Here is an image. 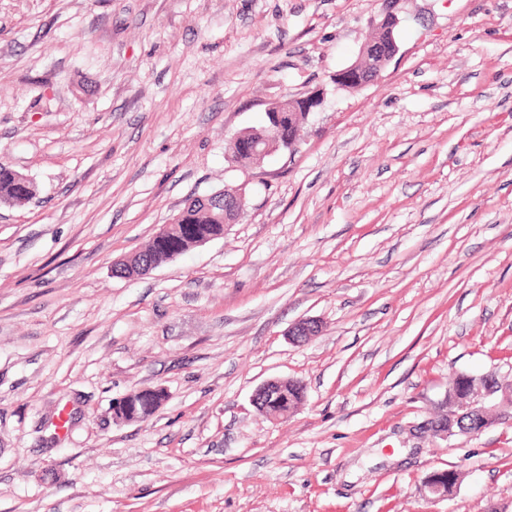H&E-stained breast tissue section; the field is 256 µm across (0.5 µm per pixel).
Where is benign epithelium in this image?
Wrapping results in <instances>:
<instances>
[{"label":"benign epithelium","instance_id":"7a95c632","mask_svg":"<svg viewBox=\"0 0 512 512\" xmlns=\"http://www.w3.org/2000/svg\"><path fill=\"white\" fill-rule=\"evenodd\" d=\"M397 0H384L382 18L377 28L388 31L389 38L385 43H366L359 52V58L336 74V84L343 88H355L365 86L372 81L386 68L399 51L396 39L397 29L401 20L395 11ZM318 99H294L288 98L272 104L266 109L265 117L267 123L273 125L284 124L288 126V136L275 144L269 141L265 135V127H252L249 129L250 136L246 137L243 132L236 133L228 142L227 158L233 161L238 152H244L251 156L260 166L264 160L272 154L284 148L290 152L300 139L302 123L307 112L316 107ZM200 201L210 207H224V224H234L240 218L241 209L244 208V194L238 187L226 186L223 189L203 196H195L191 201ZM126 269L127 277L146 275L156 269L154 265L137 263V253L133 252L115 262L114 267ZM321 332L320 323L313 318H302L288 327L285 335L294 344H304ZM464 380L463 388L459 392L457 410L446 420L435 421L426 424L425 429H434L437 437L443 441H449L456 435L475 436L489 428L488 424L476 426L474 429L465 425L464 419H471L476 415L487 417L490 412L495 413L494 423H502L512 419V413L504 410V404L497 403L494 392L487 388L484 392H474L475 381L473 376L462 375ZM288 384L286 379H271L260 384L252 394V404L259 407L277 386ZM442 473L432 474L426 477L424 489L429 495L436 499L448 497V489L441 482Z\"/></svg>","mask_w":512,"mask_h":512}]
</instances>
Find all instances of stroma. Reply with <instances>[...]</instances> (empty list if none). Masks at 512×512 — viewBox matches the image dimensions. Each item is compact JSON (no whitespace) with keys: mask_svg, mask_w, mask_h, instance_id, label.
I'll list each match as a JSON object with an SVG mask.
<instances>
[{"mask_svg":"<svg viewBox=\"0 0 512 512\" xmlns=\"http://www.w3.org/2000/svg\"><path fill=\"white\" fill-rule=\"evenodd\" d=\"M382 9L0 0V160L39 188L0 206V512H512V423L417 431L455 374L512 385V0H399L396 57L337 88ZM316 94L297 151L231 167ZM240 184L223 238L115 276ZM274 378L305 388L277 424L251 403ZM319 99H294L288 98L283 101L272 104L266 109L265 117L267 124L273 125L284 124L288 125V136L281 139V135L277 131H267L268 137L273 140L281 139L280 143L275 144L269 141L265 135V127L259 128L251 127L248 129L251 137H245L243 131L236 133L228 142L227 158L233 164V159L239 151L248 153L257 166H261L266 158L272 154L279 152L282 145L285 150L293 152L300 139V132L302 123L305 117L309 114L310 110L316 107ZM300 107L307 112H299ZM249 155H240L236 158V162L241 167H249L251 159ZM200 201L201 203L210 207L224 206V223L226 227L230 224H235L240 218L241 209L244 208V194L242 188L238 187H224L223 189L203 196H195L187 203ZM223 203V204H222ZM321 332L320 323L313 318H302L294 322L285 332L288 340L294 344H305ZM446 471H448L447 489L445 485L440 481L441 476L446 474ZM436 472L438 471H435L432 473V475L426 477L424 481V489L428 492L429 495L436 499L447 498L448 494H451L453 489L459 483L460 473L455 470H445L439 473Z\"/></svg>","mask_w":512,"mask_h":512,"instance_id":"stroma-1","label":"stroma"}]
</instances>
